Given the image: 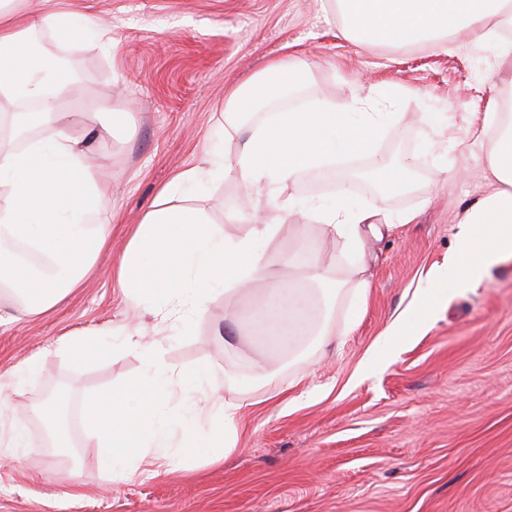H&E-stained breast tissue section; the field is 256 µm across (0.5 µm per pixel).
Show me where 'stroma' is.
Segmentation results:
<instances>
[{"instance_id": "1", "label": "stroma", "mask_w": 512, "mask_h": 512, "mask_svg": "<svg viewBox=\"0 0 512 512\" xmlns=\"http://www.w3.org/2000/svg\"><path fill=\"white\" fill-rule=\"evenodd\" d=\"M7 9H63L76 20L90 12L107 32L77 42L46 27L36 40L68 62L61 105L72 113V135L89 137L107 171L90 222L108 225L111 237L82 287L39 316L0 326V379L26 359L39 362L30 383L0 391L1 405L27 410L30 442L19 460L0 451V512H512L511 261L450 294L400 337L387 368L360 370L443 265L461 211L488 188L479 132L490 99L512 88V60L463 36L444 51L360 49L339 36L330 0H10ZM288 56L306 60L307 81L225 120L229 93ZM389 89L394 117L375 151L259 188L280 206L262 262L292 261L306 298L322 293L304 280L306 268L325 271L335 288L327 335L301 334L281 347L239 333L269 286L260 277L211 302L186 336L163 305L132 318L112 273L134 224L156 208L176 172L212 155L234 158L274 113L324 95L339 104L374 100ZM109 110L127 112L125 126L101 130L99 115ZM385 162L403 172L405 185L382 195L367 175ZM454 164L466 168L464 178L448 177ZM344 189L354 204L416 215L367 240L371 287L357 316L350 248L343 238L325 239L303 213L334 203ZM247 192L239 179L206 178L178 204L241 241L270 217L241 210ZM132 327L163 345L173 370L207 363L216 395L241 404L237 442L222 463L175 459L120 482L101 474L83 403L140 376L141 362L125 350L75 368L55 347L71 334ZM50 386L65 395L58 420L72 444L66 460L51 450L47 420L31 413Z\"/></svg>"}]
</instances>
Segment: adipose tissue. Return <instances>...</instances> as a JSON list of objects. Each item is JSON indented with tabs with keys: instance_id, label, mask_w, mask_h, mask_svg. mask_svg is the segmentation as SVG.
<instances>
[{
	"instance_id": "adipose-tissue-1",
	"label": "adipose tissue",
	"mask_w": 512,
	"mask_h": 512,
	"mask_svg": "<svg viewBox=\"0 0 512 512\" xmlns=\"http://www.w3.org/2000/svg\"><path fill=\"white\" fill-rule=\"evenodd\" d=\"M336 11L341 36L354 43H428L443 49L448 38L465 31L500 58L512 57V44L500 37L501 29L512 26V0H336ZM45 26L74 39L102 32L96 17L76 23L65 12L0 19V111L12 109L13 128L36 123L48 130L22 149L0 140V290L20 299L25 317L41 314L81 287L110 244L108 228L88 222L99 205L101 171L69 131L70 114L60 105L69 83L56 78L51 60L34 41ZM306 73L304 60H273L252 83L230 94L224 112L250 111L300 86ZM48 79L53 82L49 88L44 85ZM26 100L35 102L37 111H15V104ZM390 118L387 112L365 107L355 112L324 99L280 112L242 144L233 160L206 158L202 166L179 172L164 192L194 189L206 174L232 172L250 184L290 181L334 165L337 157L373 151ZM481 135L489 187L462 211L446 264L434 271L418 304L392 324L390 339L427 319L449 291L482 281L493 267L512 258V119L486 113ZM306 217L359 250L368 238L382 239L415 219L411 212L392 217L380 205L357 207L343 197L331 206L307 210ZM275 231V225L265 224L250 239L234 244L195 213L154 209L138 224L117 281L133 306L163 300L187 334L209 299L261 275L270 284L269 295L255 306L252 333L279 344L309 328L324 334L327 320L309 321L304 309L287 304L281 282L290 276L289 266L269 270L260 264ZM21 244L47 257L48 272H37L18 254ZM389 341L371 353L366 371L393 362Z\"/></svg>"
}]
</instances>
